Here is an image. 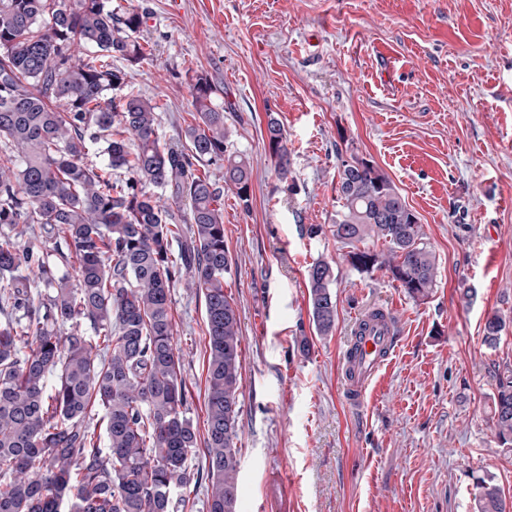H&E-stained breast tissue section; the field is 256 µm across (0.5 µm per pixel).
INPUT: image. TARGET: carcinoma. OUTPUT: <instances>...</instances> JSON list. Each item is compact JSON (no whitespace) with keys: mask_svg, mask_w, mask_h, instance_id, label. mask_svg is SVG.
<instances>
[{"mask_svg":"<svg viewBox=\"0 0 512 512\" xmlns=\"http://www.w3.org/2000/svg\"><path fill=\"white\" fill-rule=\"evenodd\" d=\"M145 24L139 8L116 11L112 0H0V512H175L199 438L174 342L178 283L205 304L208 512H235L242 336L224 289L221 200L227 186L249 206L252 169L231 149L207 76L192 85L195 123L182 143L160 144L151 100L112 96L125 84L112 59H144ZM266 134L286 183L290 151L276 117ZM92 144L103 163L87 162ZM337 160L342 205L331 233L347 262L428 297L438 267L417 216L371 161ZM210 165L221 179L199 173ZM114 170L127 177L112 179ZM153 188L186 209L187 226ZM368 239L384 249L360 248ZM337 277L324 260L307 270L321 336L336 322ZM506 329L503 316H487V347ZM492 377L493 430L511 447L512 366H494ZM476 506L506 512L485 480Z\"/></svg>","mask_w":512,"mask_h":512,"instance_id":"carcinoma-1","label":"carcinoma"}]
</instances>
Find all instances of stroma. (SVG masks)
I'll use <instances>...</instances> for the list:
<instances>
[{"mask_svg": "<svg viewBox=\"0 0 512 512\" xmlns=\"http://www.w3.org/2000/svg\"><path fill=\"white\" fill-rule=\"evenodd\" d=\"M112 3L147 15L145 59L119 66L156 103L161 142L193 124L203 74L253 168L249 204L223 197L224 287L243 337L236 512H473L482 478L512 512V447L492 429L489 374L512 365V329L496 349L483 343L488 314L512 320V0ZM271 115L288 138L284 182L266 147ZM340 151L371 161L417 216L438 266L428 299L352 269L332 238ZM319 259L340 271L325 336L306 288ZM368 306L395 311L401 343L356 411L340 356ZM172 315L200 426L203 296L175 287Z\"/></svg>", "mask_w": 512, "mask_h": 512, "instance_id": "obj_1", "label": "stroma"}]
</instances>
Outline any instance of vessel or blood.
<instances>
[{"label": "vessel or blood", "mask_w": 512, "mask_h": 512, "mask_svg": "<svg viewBox=\"0 0 512 512\" xmlns=\"http://www.w3.org/2000/svg\"><path fill=\"white\" fill-rule=\"evenodd\" d=\"M398 327L390 310L366 311L346 338L342 356V389L350 407H361L373 377L396 351Z\"/></svg>", "instance_id": "obj_1"}]
</instances>
